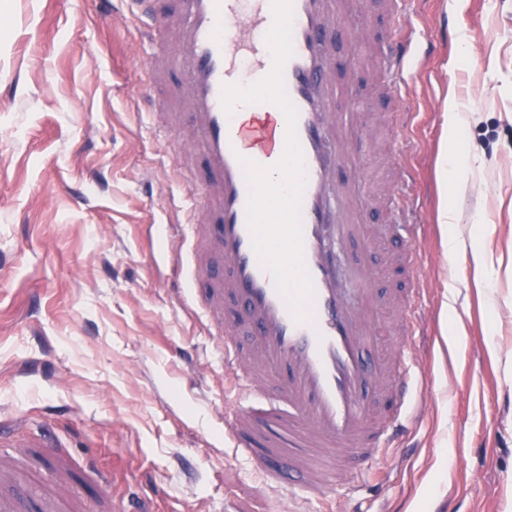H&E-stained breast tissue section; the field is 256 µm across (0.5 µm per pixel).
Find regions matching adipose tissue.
<instances>
[{"mask_svg":"<svg viewBox=\"0 0 512 512\" xmlns=\"http://www.w3.org/2000/svg\"><path fill=\"white\" fill-rule=\"evenodd\" d=\"M469 123L466 113L460 112L454 99H446L444 105V136L452 143L451 149L441 150L438 168L440 192L455 190L456 194L466 193L483 197L486 190L482 186L470 183L467 173L481 157V151L473 147L465 138L464 131ZM442 245L446 254L454 255L461 251H470L475 272L484 277V305L489 312L490 320H497L496 289L493 285L494 276L485 263L482 248L483 239L490 234L491 229L485 224H459L454 207L441 204L439 209Z\"/></svg>","mask_w":512,"mask_h":512,"instance_id":"ef3b65f1","label":"adipose tissue"}]
</instances>
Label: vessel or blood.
<instances>
[{
	"instance_id": "vessel-or-blood-1",
	"label": "vessel or blood",
	"mask_w": 512,
	"mask_h": 512,
	"mask_svg": "<svg viewBox=\"0 0 512 512\" xmlns=\"http://www.w3.org/2000/svg\"><path fill=\"white\" fill-rule=\"evenodd\" d=\"M141 33L158 48L145 68L151 83H167L184 112L171 128L190 139L202 168V197L182 232L192 240L193 275L210 332L224 343V374L245 400L224 413L225 436L285 497L302 486L324 500L350 465L373 462L402 438L401 420L412 395L406 349L419 334L423 300L420 244L428 227L402 167L392 210L405 245L365 232V211L378 194L359 180L348 127H363L361 97L336 80L330 37L360 0H293L294 55L284 67L286 93L297 111L296 133L306 166L301 207L305 264L315 299L309 322H297L269 271L258 261L248 225V184L241 158L270 166L282 156L286 119L277 106L249 103L244 117L226 113L221 89L258 81L272 67L265 36L271 0H174L167 13L158 0H125ZM421 0H383L390 33L380 41L353 37V59L369 62L374 82L396 104L403 127L414 119L412 76L431 60L435 45L408 20ZM179 71L168 83V71ZM384 249L389 264L407 275L403 292L381 295L378 268L352 252L340 262L341 243ZM352 282L361 296L351 307L341 288ZM392 312L399 338L383 347L379 314ZM28 439L0 428V512H22L10 488L23 468L11 449Z\"/></svg>"
}]
</instances>
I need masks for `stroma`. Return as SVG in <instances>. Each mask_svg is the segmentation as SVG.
Returning <instances> with one entry per match:
<instances>
[{"label":"stroma","mask_w":512,"mask_h":512,"mask_svg":"<svg viewBox=\"0 0 512 512\" xmlns=\"http://www.w3.org/2000/svg\"><path fill=\"white\" fill-rule=\"evenodd\" d=\"M381 9L369 0L332 42L340 78L373 112L393 105L346 65L350 33L373 29ZM0 18V421L58 437L84 512H113L116 501L282 512L279 494L224 440L219 379L195 370L200 355L216 363L220 352L181 305L173 251L189 245L165 227L186 222L201 170L181 136L161 130L138 24L123 0H0ZM414 24L438 39L413 76L415 150L371 155L364 174L381 188L409 160L431 192L423 334L408 353L422 393L403 447L370 464L356 493L296 496L301 512H512V388L495 359L512 354V276L499 278L508 302L488 325L470 262L448 272L435 192L451 89L484 152L469 178L490 188L482 209L458 201L460 221L495 226L489 263L512 266V0H427ZM462 35L474 48L465 58ZM450 295L462 299L456 329L441 318ZM96 469L116 475L111 501Z\"/></svg>","instance_id":"1"}]
</instances>
